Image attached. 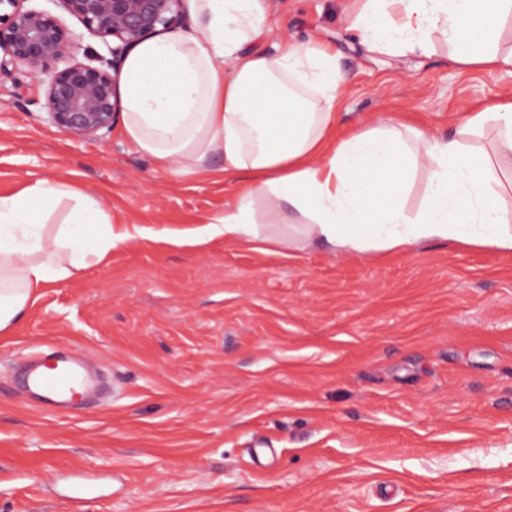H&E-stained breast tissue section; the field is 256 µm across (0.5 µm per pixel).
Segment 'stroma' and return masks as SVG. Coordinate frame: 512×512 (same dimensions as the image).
Returning <instances> with one entry per match:
<instances>
[{
  "instance_id": "35a3bbf8",
  "label": "stroma",
  "mask_w": 512,
  "mask_h": 512,
  "mask_svg": "<svg viewBox=\"0 0 512 512\" xmlns=\"http://www.w3.org/2000/svg\"><path fill=\"white\" fill-rule=\"evenodd\" d=\"M349 0H263L254 50L332 44V138L398 116L447 132L512 94V71L369 52ZM179 176L119 131L52 126L24 67L0 75V196L52 176L153 231L47 289L0 333V512H512V254L429 241L406 255L303 246L254 201L264 241L173 246L245 183ZM83 352L105 390L38 408L23 365Z\"/></svg>"
}]
</instances>
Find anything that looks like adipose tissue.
Segmentation results:
<instances>
[{"instance_id":"obj_1","label":"adipose tissue","mask_w":512,"mask_h":512,"mask_svg":"<svg viewBox=\"0 0 512 512\" xmlns=\"http://www.w3.org/2000/svg\"><path fill=\"white\" fill-rule=\"evenodd\" d=\"M350 29L371 52L428 51L436 36L462 67L512 70L502 47L512 0H354ZM198 32L161 35L133 48L122 68V135L163 170L225 174L247 191L188 241L256 240L253 208L264 198L277 219H295L305 242L337 251L405 253L429 240L512 253V97L468 113L448 135L381 115L345 139H330L344 77L327 45L283 41L275 55L247 51L261 32V0H187ZM427 181L417 212L412 175ZM74 206L55 234L44 209ZM116 224L99 199L53 179L0 197V332L44 288L103 262L114 242L146 237Z\"/></svg>"}]
</instances>
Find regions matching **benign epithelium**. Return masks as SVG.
<instances>
[{"instance_id": "1", "label": "benign epithelium", "mask_w": 512, "mask_h": 512, "mask_svg": "<svg viewBox=\"0 0 512 512\" xmlns=\"http://www.w3.org/2000/svg\"><path fill=\"white\" fill-rule=\"evenodd\" d=\"M0 0V72L20 64L43 88L51 125L79 140H104L121 111L119 77L127 54L142 41L183 27L185 0H57L108 46L77 57V46L57 16Z\"/></svg>"}]
</instances>
